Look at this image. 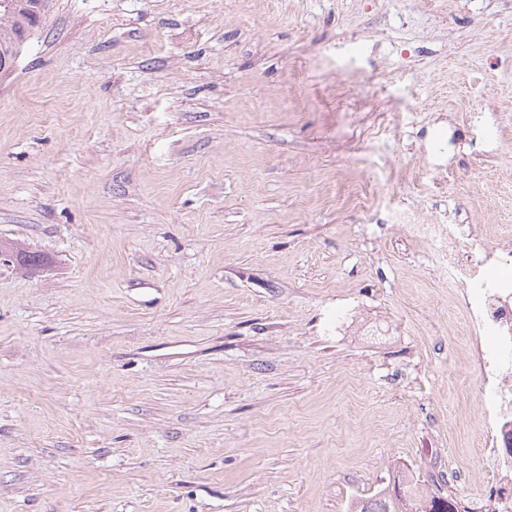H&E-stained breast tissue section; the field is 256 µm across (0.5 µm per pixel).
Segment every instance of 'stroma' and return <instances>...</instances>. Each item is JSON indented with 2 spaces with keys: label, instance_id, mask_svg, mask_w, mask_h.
Listing matches in <instances>:
<instances>
[{
  "label": "stroma",
  "instance_id": "35a3bbf8",
  "mask_svg": "<svg viewBox=\"0 0 512 512\" xmlns=\"http://www.w3.org/2000/svg\"><path fill=\"white\" fill-rule=\"evenodd\" d=\"M410 223L512 235V0H52L0 79V242L43 258L0 252V512L488 489Z\"/></svg>",
  "mask_w": 512,
  "mask_h": 512
}]
</instances>
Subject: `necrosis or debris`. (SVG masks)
Wrapping results in <instances>:
<instances>
[{"mask_svg":"<svg viewBox=\"0 0 512 512\" xmlns=\"http://www.w3.org/2000/svg\"><path fill=\"white\" fill-rule=\"evenodd\" d=\"M418 240L434 253V272L456 291L465 325L472 335L469 359L478 370V424L484 469L495 481L492 492H476L465 512H512V239L502 238L494 250L472 233L470 250L461 247L459 225L413 224ZM504 267V275L484 274L489 262ZM491 332L492 345L482 343Z\"/></svg>","mask_w":512,"mask_h":512,"instance_id":"obj_1","label":"necrosis or debris"}]
</instances>
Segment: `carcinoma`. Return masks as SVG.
<instances>
[{
  "label": "carcinoma",
  "mask_w": 512,
  "mask_h": 512,
  "mask_svg": "<svg viewBox=\"0 0 512 512\" xmlns=\"http://www.w3.org/2000/svg\"><path fill=\"white\" fill-rule=\"evenodd\" d=\"M50 0H0V66L13 65L21 43L47 13ZM453 497L417 495L412 482L396 474L372 497L356 499V512H455Z\"/></svg>",
  "instance_id": "cac0c4a2"
}]
</instances>
